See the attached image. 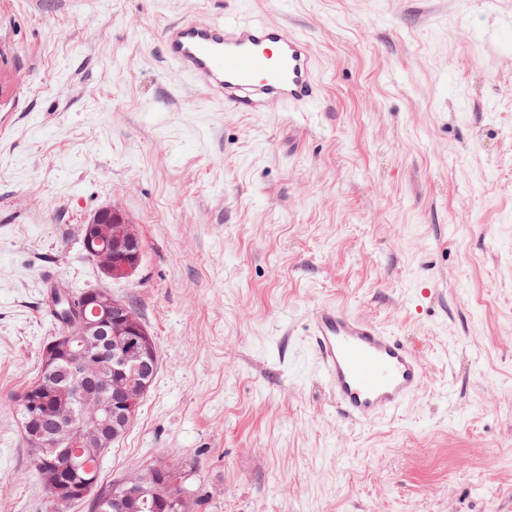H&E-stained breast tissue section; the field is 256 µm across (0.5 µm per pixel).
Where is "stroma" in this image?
<instances>
[{"mask_svg":"<svg viewBox=\"0 0 512 512\" xmlns=\"http://www.w3.org/2000/svg\"><path fill=\"white\" fill-rule=\"evenodd\" d=\"M279 22L322 83L230 112L157 39L203 13ZM512 0H0V512H50L18 419L52 288H107L156 380L99 490L164 462L198 512H512ZM143 260L82 245L105 206ZM333 303L414 346L424 384L348 422L308 345ZM84 247L87 255L96 256L104 276L113 280L131 276L143 254L137 226L112 206L100 209L85 224Z\"/></svg>","mask_w":512,"mask_h":512,"instance_id":"35a3bbf8","label":"stroma"}]
</instances>
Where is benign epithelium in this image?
<instances>
[{
    "mask_svg": "<svg viewBox=\"0 0 512 512\" xmlns=\"http://www.w3.org/2000/svg\"><path fill=\"white\" fill-rule=\"evenodd\" d=\"M84 247L95 254L104 276L113 280L131 276L143 254L137 226L112 206L100 209L85 224ZM42 354L48 362L65 356L93 370L94 378L110 388L111 399L107 403L85 400L83 415L76 420L68 400L49 403L41 388H35L24 402L22 419L23 430L35 444H43L46 437L51 445L85 448L94 455L130 428L149 391L156 351L150 334L125 302L102 289L87 293L71 343L65 347L57 341L46 343ZM182 482L179 472L157 463L122 481L124 491L116 501L117 509L126 512L130 506L136 512H174L182 501V512H193L192 498L176 492ZM89 485L82 479H59L51 484L53 510L63 512Z\"/></svg>",
    "mask_w": 512,
    "mask_h": 512,
    "instance_id": "benign-epithelium-1",
    "label": "benign epithelium"
}]
</instances>
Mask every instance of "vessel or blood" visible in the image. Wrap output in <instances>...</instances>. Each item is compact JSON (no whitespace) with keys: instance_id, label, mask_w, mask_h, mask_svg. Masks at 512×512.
<instances>
[{"instance_id":"1","label":"vessel or blood","mask_w":512,"mask_h":512,"mask_svg":"<svg viewBox=\"0 0 512 512\" xmlns=\"http://www.w3.org/2000/svg\"><path fill=\"white\" fill-rule=\"evenodd\" d=\"M157 38L169 63L225 108L283 112L322 96L308 38L280 24L199 15L163 24ZM309 345L338 412L356 423L392 416L423 384L413 346L344 308L324 305L315 312Z\"/></svg>"}]
</instances>
